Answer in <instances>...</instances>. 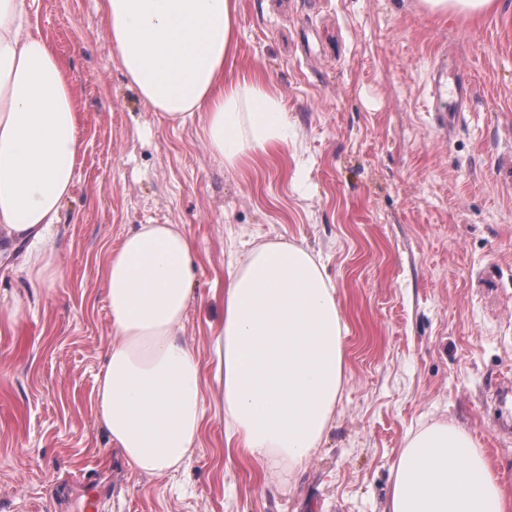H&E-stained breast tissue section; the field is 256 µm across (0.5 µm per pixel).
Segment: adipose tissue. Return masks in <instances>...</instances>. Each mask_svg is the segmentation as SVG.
<instances>
[{
	"mask_svg": "<svg viewBox=\"0 0 512 512\" xmlns=\"http://www.w3.org/2000/svg\"><path fill=\"white\" fill-rule=\"evenodd\" d=\"M36 0H0V246L29 245L39 278H59L47 236L82 152L72 87L31 25ZM238 0H103L118 62L144 102L172 123L204 113L227 168L288 145L280 97L236 70ZM195 241L176 224H141L110 253L105 291L113 342L96 405L136 472L178 469L202 430L203 366L181 338ZM211 343L228 437L259 462L301 466L328 429L343 382L345 325L321 259L276 241L247 251L224 285ZM388 512H512V492L467 431L445 423L408 438Z\"/></svg>",
	"mask_w": 512,
	"mask_h": 512,
	"instance_id": "obj_1",
	"label": "adipose tissue"
}]
</instances>
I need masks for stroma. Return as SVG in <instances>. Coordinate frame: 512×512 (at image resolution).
<instances>
[{"mask_svg":"<svg viewBox=\"0 0 512 512\" xmlns=\"http://www.w3.org/2000/svg\"><path fill=\"white\" fill-rule=\"evenodd\" d=\"M102 0H37L80 112L83 152L50 231L61 278L37 281L18 246L0 261V512H386L391 467L422 425L465 428L512 490V0L479 17L419 0H238L237 66L287 109L288 149L224 168L201 136L142 101L117 61ZM455 63L471 110L427 109L430 69ZM140 224L192 236L183 339L204 363L192 458L127 466L94 397L112 342L108 256ZM319 254L346 331L330 427L300 467L229 451L210 360L212 291L242 243Z\"/></svg>","mask_w":512,"mask_h":512,"instance_id":"obj_1","label":"stroma"}]
</instances>
